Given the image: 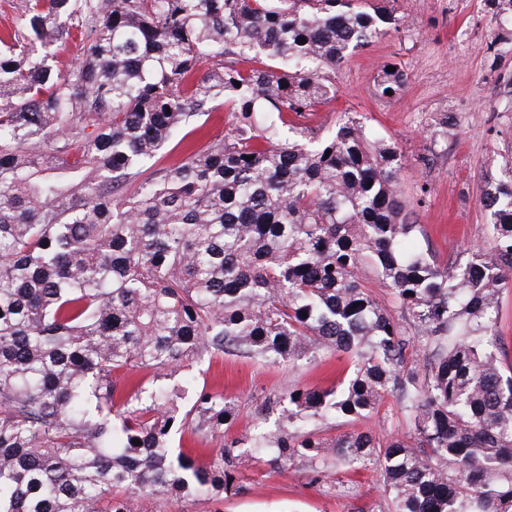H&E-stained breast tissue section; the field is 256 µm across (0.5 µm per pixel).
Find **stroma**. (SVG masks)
I'll list each match as a JSON object with an SVG mask.
<instances>
[{
    "mask_svg": "<svg viewBox=\"0 0 512 512\" xmlns=\"http://www.w3.org/2000/svg\"><path fill=\"white\" fill-rule=\"evenodd\" d=\"M404 21L352 54L336 71V97L309 115L318 134L331 133L341 113L363 121L401 155L400 192L423 232L422 249L438 264L465 263L485 247L490 218L480 199L512 166V16L494 0H386ZM405 74L399 94L377 90L381 66ZM345 365L337 355L288 368L241 354L214 358L208 387L239 406L229 435L249 437L254 424L274 425L269 397L294 384L327 389ZM344 474L331 469L317 482L307 472H282L268 461L240 471L235 495L220 499L139 502L141 512H384L374 468L353 473L352 494L333 491Z\"/></svg>",
    "mask_w": 512,
    "mask_h": 512,
    "instance_id": "obj_1",
    "label": "stroma"
}]
</instances>
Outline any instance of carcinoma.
Wrapping results in <instances>:
<instances>
[{"instance_id":"carcinoma-1","label":"carcinoma","mask_w":512,"mask_h":512,"mask_svg":"<svg viewBox=\"0 0 512 512\" xmlns=\"http://www.w3.org/2000/svg\"><path fill=\"white\" fill-rule=\"evenodd\" d=\"M365 4L12 0L0 35V512L222 498L265 451L316 481L338 463L372 465L387 512H512V364L497 332L512 292V174L481 198L489 249L439 265L418 247L393 143L347 113L325 137L288 120L332 101L336 69L399 27ZM56 42L79 48L65 71L50 64ZM404 81L384 68L377 87L395 96ZM219 97L229 130L146 172ZM325 351L347 359L341 385L289 387L269 400L280 426L244 442L224 441L237 403L179 377L224 353L290 365ZM140 369L151 381L119 392V372ZM393 394L404 436L317 429L370 418ZM186 432L222 444L186 448Z\"/></svg>"}]
</instances>
